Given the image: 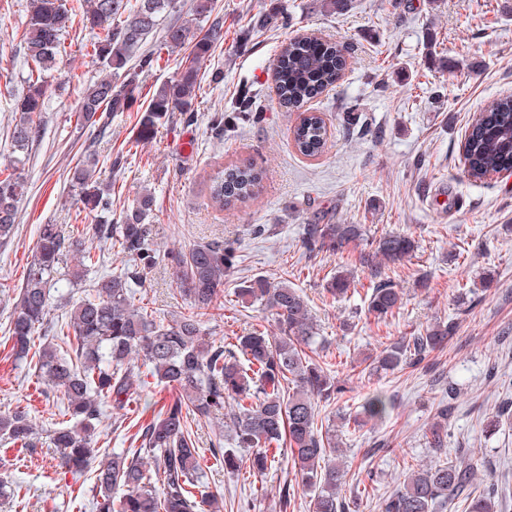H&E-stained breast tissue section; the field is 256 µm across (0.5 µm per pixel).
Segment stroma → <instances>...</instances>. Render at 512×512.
I'll return each mask as SVG.
<instances>
[{"mask_svg":"<svg viewBox=\"0 0 512 512\" xmlns=\"http://www.w3.org/2000/svg\"><path fill=\"white\" fill-rule=\"evenodd\" d=\"M29 0H0V65H12V84L0 81V172L10 173L16 155L9 138L17 114L14 99L25 88L28 67L22 24ZM287 24L258 27L272 9ZM223 36L200 70L201 90L192 114L175 112L153 138L135 143L139 110L172 80L180 55H172L139 83L138 110L113 114L107 132L85 124L80 98L99 75L90 55V34L73 20L64 35L60 75L49 78L40 133L25 152L28 190L19 223L0 245V415L25 410L41 437L33 455L0 444V478L23 485L24 502L0 500V512H93L91 474L75 477L58 465L49 439L64 419L57 393L34 368L14 362L8 321L34 260L38 228L82 227L68 172L86 155L99 160L101 179L112 185V210L131 206L151 190L155 206L151 241L160 251L186 250L212 240L231 241L239 255L216 305L203 319L207 337L219 341L255 326L273 329L259 305L238 301L239 281L256 275L289 283L309 298L317 324L315 351L349 390L320 404L319 421L336 412L357 414L364 398L385 393L389 415L337 435L347 450L349 472L342 496L357 512H380L381 501L402 482L408 466L442 463L464 451L478 480L512 482V425L488 431L506 390H512V173L471 181L460 149L472 119L492 100L512 95V0H350L347 11L327 12L316 0H217ZM306 33L351 48L342 78L310 103L323 113L329 136L325 153L300 155L289 128L295 113L280 107L273 68L282 42ZM224 117V135L211 130ZM253 164L262 173L254 201L222 209L208 186L225 166ZM337 224H361L365 239L341 254L311 253L302 227L321 215ZM265 225L254 234L252 225ZM412 235L419 249L410 261L390 264L381 277L404 293L399 313L377 322L365 309L371 275L358 257L381 236ZM353 270L346 297L325 290L337 270ZM136 302L168 321L188 311V298L168 271H148ZM458 328L448 345L417 367L366 371L362 360L390 342L438 321ZM454 385L458 397L448 416L445 450L430 448L425 433ZM171 390L149 379L130 417L105 407L99 447L131 448L134 422H147L155 403ZM209 489L224 492V512L250 502L251 512H279L282 486L290 488L288 512H311V494L273 466L264 478L250 471L251 452L239 450L240 470L228 474L211 453L208 422L195 425ZM384 440L388 452L372 453Z\"/></svg>","mask_w":512,"mask_h":512,"instance_id":"35a3bbf8","label":"stroma"}]
</instances>
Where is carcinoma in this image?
Returning <instances> with one entry per match:
<instances>
[{"mask_svg":"<svg viewBox=\"0 0 512 512\" xmlns=\"http://www.w3.org/2000/svg\"><path fill=\"white\" fill-rule=\"evenodd\" d=\"M216 0H192L191 19L164 23L177 12L179 0H89L83 25L93 35V57L101 77L90 84L79 102L85 122L106 127L112 113L127 112L138 99L139 75L151 70L159 55L145 49L150 37L161 33L159 50H187L176 77L153 95L139 124L136 142L148 140L155 127L172 112H187L200 90L199 70L221 26L209 22ZM72 22L62 0H30L24 47L30 69L26 92L15 103L19 120L10 129L17 151L36 138L35 119L44 112L48 73L63 58V37ZM350 57L342 42L297 37L282 44L276 57L275 92L282 107L298 113L290 134L296 150L306 157L320 156L328 130L321 113L305 104L336 83ZM464 159L468 175L481 180L487 174L512 170V97L493 101L465 130ZM16 160V172L0 178V244L7 242L19 220V203L26 182ZM261 172L250 164L231 165L211 178L210 200L220 209L255 200ZM70 185L82 211L94 218L81 237L57 224H43L35 244V260L20 288L8 332L15 361L33 365L38 375L59 392L69 420L50 434L59 450L60 467L82 473L91 464L96 512H222L224 493L200 495L203 467L193 424L215 422L218 433L212 448L224 450V470L239 468L238 450L252 449V472L263 477L280 463V452L290 451L291 469L311 493L312 512H348L340 495L347 465L336 447L331 429L318 425V403L339 399L346 385L331 374L309 349L316 328L306 297L288 280L258 275L238 284L237 296L259 304L275 320V331L252 328L234 341L206 337L202 317L233 272L237 249L232 243L212 241L188 251L161 253L151 247L146 220L154 197L145 189L133 205L112 216V184L97 176L93 156L70 169ZM361 224H307L303 246L311 252L336 254L363 240ZM117 246L133 264L101 275L74 299L85 273L100 263L93 247ZM418 244L407 234H389L360 253V263L381 274L382 266L413 257ZM73 253L76 265L60 267L62 256ZM166 263L172 278L191 301L190 311L168 323L135 304L133 286L144 271ZM352 272L336 271L327 282L332 297L348 293ZM402 293L389 282L371 289L367 314L379 322L401 308ZM69 308L56 329L61 343L35 342L37 329L51 312ZM456 325L435 323L413 336H402L363 362L371 371H395L421 364L443 348ZM174 391L152 419L140 426V447L99 457L96 426L105 403L120 411L145 383L144 372ZM388 402L379 393L367 397L361 414L382 420ZM448 403H440L428 428L430 447H444ZM0 440L22 450L37 447L35 428L24 411L0 416ZM476 472L470 459L457 456L442 464L409 467L381 512H439L460 498L464 512H499L509 490L495 483L475 492Z\"/></svg>","mask_w":512,"mask_h":512,"instance_id":"1","label":"carcinoma"}]
</instances>
